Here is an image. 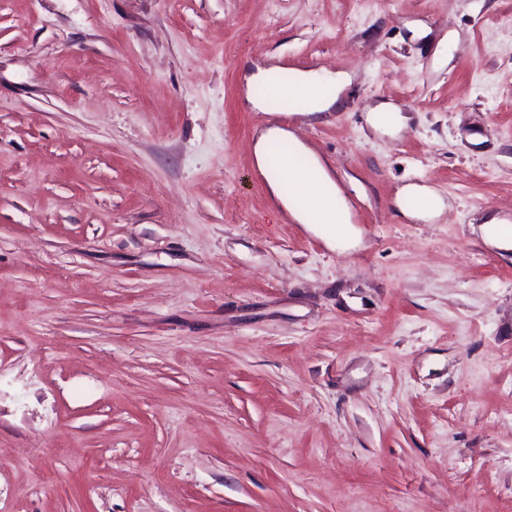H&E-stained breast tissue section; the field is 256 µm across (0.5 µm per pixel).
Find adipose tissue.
<instances>
[{
	"instance_id": "obj_1",
	"label": "adipose tissue",
	"mask_w": 512,
	"mask_h": 512,
	"mask_svg": "<svg viewBox=\"0 0 512 512\" xmlns=\"http://www.w3.org/2000/svg\"><path fill=\"white\" fill-rule=\"evenodd\" d=\"M350 82V75L344 73L320 75L292 71L284 77L276 66L257 68L247 79L251 89L263 85L270 94L287 88L302 92L298 108L302 115L330 111L337 106ZM282 139L288 141L291 150L287 156L273 158L269 145ZM254 155L258 169L283 210L322 234L329 245L350 248L358 243L359 233L340 190L317 157L292 132L277 126L263 130L255 141Z\"/></svg>"
}]
</instances>
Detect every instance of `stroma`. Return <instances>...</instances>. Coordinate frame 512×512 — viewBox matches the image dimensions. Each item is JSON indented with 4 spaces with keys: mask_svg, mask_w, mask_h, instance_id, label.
Wrapping results in <instances>:
<instances>
[{
    "mask_svg": "<svg viewBox=\"0 0 512 512\" xmlns=\"http://www.w3.org/2000/svg\"><path fill=\"white\" fill-rule=\"evenodd\" d=\"M257 64L355 80L308 120L246 106ZM272 124L356 247L274 205ZM494 219L512 0H0V512H512ZM367 120L376 131L384 134H394L405 126L407 117L391 104L380 103L373 112H369ZM400 207L408 216L431 218L438 215L444 208L443 199L432 189L408 185L403 188L400 196ZM416 202V205H412Z\"/></svg>",
    "mask_w": 512,
    "mask_h": 512,
    "instance_id": "35a3bbf8",
    "label": "stroma"
}]
</instances>
